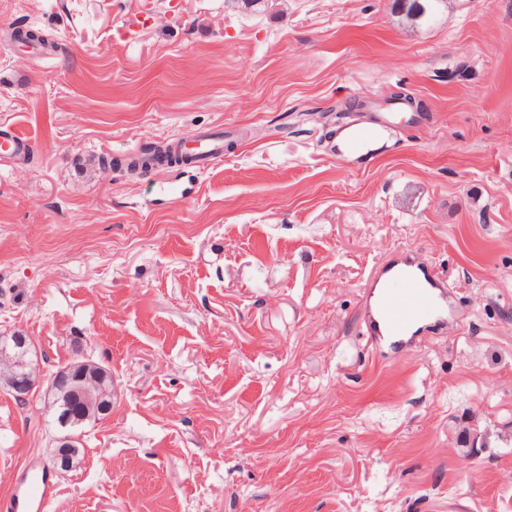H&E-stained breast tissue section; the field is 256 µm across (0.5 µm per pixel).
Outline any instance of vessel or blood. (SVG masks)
<instances>
[{
  "label": "vessel or blood",
  "instance_id": "1",
  "mask_svg": "<svg viewBox=\"0 0 512 512\" xmlns=\"http://www.w3.org/2000/svg\"><path fill=\"white\" fill-rule=\"evenodd\" d=\"M390 123L383 112L369 122L340 126L337 151L364 156L383 148ZM196 153L202 164L222 161L223 138L205 136ZM448 308L446 284L414 252H397L369 277L364 319L369 335L379 341L403 344L423 326L444 324ZM55 492L49 470L36 458H28L16 468L9 494L0 499V512H45Z\"/></svg>",
  "mask_w": 512,
  "mask_h": 512
}]
</instances>
